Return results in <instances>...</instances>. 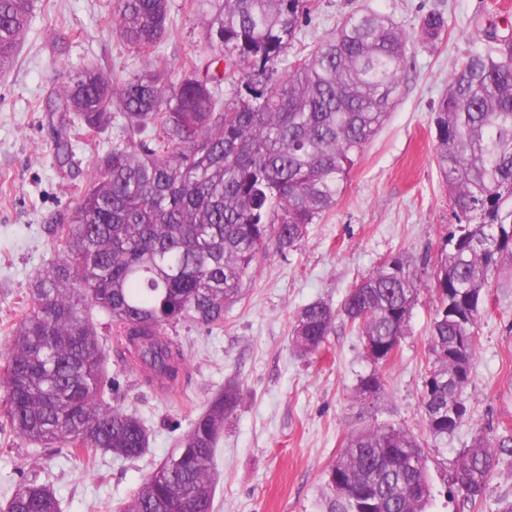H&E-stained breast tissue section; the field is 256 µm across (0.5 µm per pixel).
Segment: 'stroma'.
<instances>
[{"mask_svg": "<svg viewBox=\"0 0 512 512\" xmlns=\"http://www.w3.org/2000/svg\"><path fill=\"white\" fill-rule=\"evenodd\" d=\"M105 3L33 0L14 65L0 76V350L34 277L56 257L45 225L75 206L98 157L123 140L111 126L86 141L78 123L61 125L60 113L44 108L75 70L91 67L113 76L128 65L127 47L103 17ZM361 8L393 16L415 35L416 68L335 206L309 225L296 249L268 247L221 326L181 323L169 329L188 359V374L179 384L147 383L135 362L111 358L113 402L134 412L150 431L141 459L124 462L106 453L88 468L46 458L38 446L9 432L6 389L0 385V508L33 478L53 487L62 512H104L106 503L130 500L231 380L241 383L243 396L217 445L213 512H318L325 469L350 435L373 425L403 430L423 444L433 489L429 512H495L499 499L512 498L510 455L502 456L481 503L450 493L448 482L476 434L493 440L512 429V288L491 289L479 322L466 390L468 419L440 442L426 431L421 408L431 366L435 272L446 228L454 221L434 164L431 108L470 50L512 36V0H311L306 48ZM171 10L176 33L159 55L176 72L186 57L204 53L205 45L191 0H171ZM434 12L442 14L445 32L436 41L419 40L423 20ZM63 133L73 144L65 167L54 153ZM398 253L416 267L420 293L395 360L374 366L341 317L319 354L300 356L291 342L297 311L314 301L340 306L355 282ZM374 372L381 387L362 396L360 380Z\"/></svg>", "mask_w": 512, "mask_h": 512, "instance_id": "obj_1", "label": "stroma"}]
</instances>
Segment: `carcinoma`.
I'll return each mask as SVG.
<instances>
[{
	"instance_id": "carcinoma-1",
	"label": "carcinoma",
	"mask_w": 512,
	"mask_h": 512,
	"mask_svg": "<svg viewBox=\"0 0 512 512\" xmlns=\"http://www.w3.org/2000/svg\"><path fill=\"white\" fill-rule=\"evenodd\" d=\"M113 29L139 59L124 78L74 72L47 107L77 116L89 137L120 125L128 139L97 162L77 205L45 227L57 259L34 278L6 341L5 417L13 434L50 456L61 448L90 467L98 454L136 461L144 422L112 403L106 345L86 315L109 318L152 383L178 381L187 363L168 337L178 323L214 327L273 240L294 249L336 204L357 158L396 105L413 37L376 12L349 15L312 52L290 53L309 0H196L206 58L178 77L156 56L173 33L169 0H110ZM31 0H0V58L15 56ZM222 62V72L215 64ZM435 165L455 215L435 277L425 427L452 436L467 412L478 321L491 276L512 274V39L477 47L434 109ZM418 277L389 256L340 307L313 302L295 318L292 342L317 354L343 317L381 350L409 333ZM242 388L224 387L182 437L180 461L158 466L116 512H211L213 460L224 419ZM512 440L481 436L465 449L452 484L486 498ZM415 436L370 427L348 438L324 472L321 512H426L431 485ZM6 512H60L54 489L31 480Z\"/></svg>"
}]
</instances>
